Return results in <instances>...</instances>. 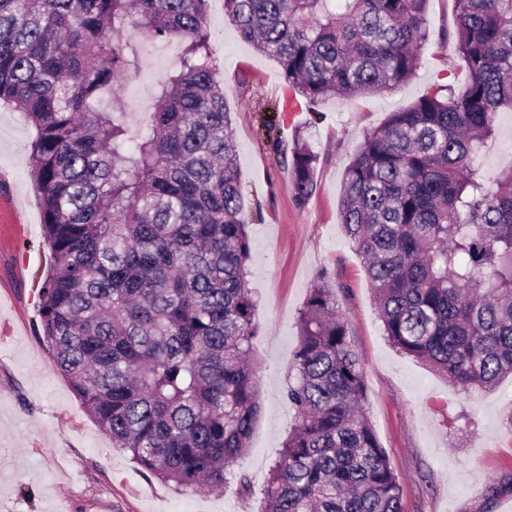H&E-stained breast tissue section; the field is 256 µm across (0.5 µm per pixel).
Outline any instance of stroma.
I'll list each match as a JSON object with an SVG mask.
<instances>
[{"instance_id": "stroma-1", "label": "stroma", "mask_w": 512, "mask_h": 512, "mask_svg": "<svg viewBox=\"0 0 512 512\" xmlns=\"http://www.w3.org/2000/svg\"><path fill=\"white\" fill-rule=\"evenodd\" d=\"M430 41L415 76L392 91L304 104L284 123L314 124L320 155L316 189L304 205L271 146L266 123L275 119L285 81L279 64L241 39L209 0L210 49L238 143L242 204L249 222L248 286L257 304L252 358L261 413L235 471L250 476L254 492L236 482L213 493L178 489L143 470L130 453L84 411L42 338L39 291L53 264L42 228L41 192L31 175L35 131L24 116L0 105V187L13 192L31 234L0 261V284L12 283L16 306L7 315L21 335L0 334V512H261L264 476L278 458L293 421L285 396L298 344L297 320L321 272L336 280V309L362 361L369 417L400 480L403 512H507L512 507V378L468 393L398 353L387 342L360 256L344 236L339 197L344 169L367 131L389 113L409 107L435 84L464 89L467 68L452 44L441 43L453 24L452 0H430ZM171 58L143 53L139 71L122 79V118L138 129L152 111ZM497 139L479 156L490 175L512 164V112L497 116ZM24 267L15 277V267Z\"/></svg>"}]
</instances>
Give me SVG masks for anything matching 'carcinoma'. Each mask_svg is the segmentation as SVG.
Segmentation results:
<instances>
[{"instance_id":"1","label":"carcinoma","mask_w":512,"mask_h":512,"mask_svg":"<svg viewBox=\"0 0 512 512\" xmlns=\"http://www.w3.org/2000/svg\"><path fill=\"white\" fill-rule=\"evenodd\" d=\"M429 0H224L240 37L303 98L392 90L416 73ZM443 35L465 61L392 112L345 167L340 223L388 342L456 387L512 375V165L478 162L512 112V0H453ZM208 0H0V105L35 129L33 177L54 263L43 340L115 448L179 488L224 487L260 410L256 303L237 143L211 57ZM181 45L131 131L100 97L140 67L129 29ZM294 200L319 155L292 142ZM295 412L261 512H402L401 483L366 411L357 352L318 275L298 319Z\"/></svg>"}]
</instances>
